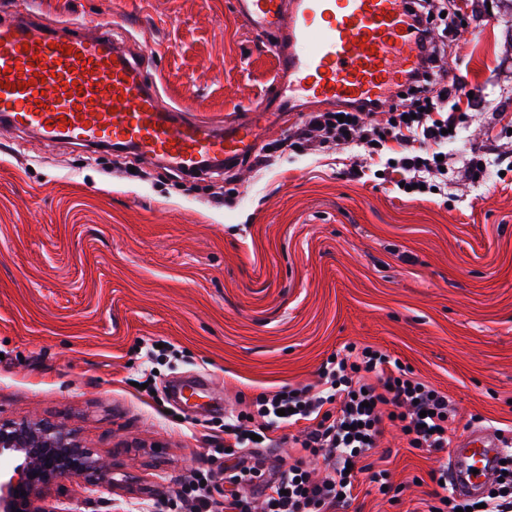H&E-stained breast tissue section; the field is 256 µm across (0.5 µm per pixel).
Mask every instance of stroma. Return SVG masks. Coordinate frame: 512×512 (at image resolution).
Here are the masks:
<instances>
[{"mask_svg":"<svg viewBox=\"0 0 512 512\" xmlns=\"http://www.w3.org/2000/svg\"><path fill=\"white\" fill-rule=\"evenodd\" d=\"M455 4L439 67L473 108L434 194L378 178L362 147L287 146L299 112L270 126L266 165L192 177L127 149L0 135V420L61 421L112 470L111 492L68 481L60 506L130 512L224 469L225 416L316 385L348 343L447 393L459 433L480 417L512 427V0ZM20 10L108 25L167 102L211 123L273 92L276 60L231 0H0V19ZM375 454L387 491L361 485L342 512H423L445 454L392 427Z\"/></svg>","mask_w":512,"mask_h":512,"instance_id":"obj_1","label":"stroma"}]
</instances>
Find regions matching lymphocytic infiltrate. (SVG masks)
<instances>
[{
    "label": "lymphocytic infiltrate",
    "instance_id": "1",
    "mask_svg": "<svg viewBox=\"0 0 512 512\" xmlns=\"http://www.w3.org/2000/svg\"><path fill=\"white\" fill-rule=\"evenodd\" d=\"M445 0H414L408 10L418 65L409 71L405 96L393 99L390 121L372 123L377 103L351 104L342 113L312 112L297 129L300 145L372 146L390 152L386 175L405 185H431L441 173L436 149L456 139L467 113L449 102L453 91L441 87L437 71L441 45L433 37ZM306 421L293 439L307 456L322 457L325 474L312 479L301 459L285 469L268 470L264 459L238 458L225 473L201 471L182 484L176 497L188 512H336L352 499L360 475L385 483L368 459L385 422L394 423L408 447L447 451L456 431V410L447 394L412 377L396 358L371 346L349 344L323 364L317 387H285L256 397L250 409L226 417L224 445L236 451L254 445L272 449L275 431ZM230 489L223 500L211 496L218 481Z\"/></svg>",
    "mask_w": 512,
    "mask_h": 512
}]
</instances>
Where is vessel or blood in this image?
<instances>
[{
	"label": "vessel or blood",
	"mask_w": 512,
	"mask_h": 512,
	"mask_svg": "<svg viewBox=\"0 0 512 512\" xmlns=\"http://www.w3.org/2000/svg\"><path fill=\"white\" fill-rule=\"evenodd\" d=\"M234 8L274 50L271 112L377 100L418 64L405 0H234ZM0 129L128 146L144 159L197 171L254 153L266 125L249 115L216 125L164 104L157 84L146 81L129 48L105 27L64 35L24 12L0 21ZM503 446L486 428L456 439L452 491L480 493Z\"/></svg>",
	"instance_id": "obj_1"
}]
</instances>
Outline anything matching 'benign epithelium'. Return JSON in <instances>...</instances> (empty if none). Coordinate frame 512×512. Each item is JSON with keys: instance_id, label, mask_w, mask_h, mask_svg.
<instances>
[{"instance_id": "obj_1", "label": "benign epithelium", "mask_w": 512, "mask_h": 512, "mask_svg": "<svg viewBox=\"0 0 512 512\" xmlns=\"http://www.w3.org/2000/svg\"><path fill=\"white\" fill-rule=\"evenodd\" d=\"M69 479L109 492L112 479L93 451L49 420L0 421V512H69L50 501Z\"/></svg>"}]
</instances>
